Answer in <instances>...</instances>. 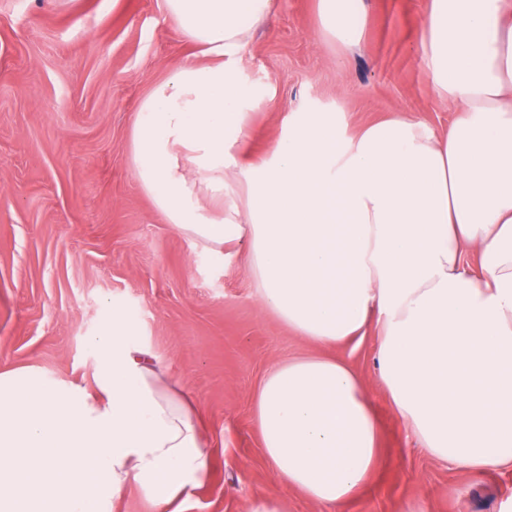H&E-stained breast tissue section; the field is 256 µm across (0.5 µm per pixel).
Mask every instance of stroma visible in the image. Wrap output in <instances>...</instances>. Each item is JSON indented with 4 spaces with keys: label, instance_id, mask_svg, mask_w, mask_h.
I'll list each match as a JSON object with an SVG mask.
<instances>
[{
    "label": "stroma",
    "instance_id": "1",
    "mask_svg": "<svg viewBox=\"0 0 512 512\" xmlns=\"http://www.w3.org/2000/svg\"><path fill=\"white\" fill-rule=\"evenodd\" d=\"M363 6L347 50L316 32L317 0H276L233 64L241 83L274 93L250 112L240 162L266 160L293 112L337 113L350 132L391 112L447 129L454 114L417 52L426 0ZM196 58L162 0H0V371L37 366L95 390L86 339L121 313L205 420L210 478L181 512H248L257 495L319 512L276 482L253 404L271 361L320 347L261 308L245 245L215 261L167 224L129 164L139 102ZM378 336L373 326L335 350L364 378L385 448L342 512H512V472L444 467L407 431L378 378Z\"/></svg>",
    "mask_w": 512,
    "mask_h": 512
}]
</instances>
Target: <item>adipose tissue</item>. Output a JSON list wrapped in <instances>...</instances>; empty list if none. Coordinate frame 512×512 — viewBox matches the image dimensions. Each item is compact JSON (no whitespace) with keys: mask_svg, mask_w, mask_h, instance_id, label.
<instances>
[{"mask_svg":"<svg viewBox=\"0 0 512 512\" xmlns=\"http://www.w3.org/2000/svg\"><path fill=\"white\" fill-rule=\"evenodd\" d=\"M275 0H163L207 64L177 67L140 101L129 161L180 234L223 258L245 243L258 301L325 347L380 328L377 363L396 413L440 464L512 469V0H427L419 52L455 117L438 132L393 112L348 135L335 113L294 112L269 160L238 165L260 88L229 59ZM361 0H318L324 37L349 47ZM238 167L243 200L225 193ZM350 222L327 224L325 189ZM477 251L479 270L463 258ZM339 288L326 291L334 269ZM99 398L38 367L0 372V512H107L138 485L169 512L203 484L210 456L195 399L135 345L119 314L87 340ZM254 424L275 479L322 512L370 482L379 422L359 375L331 356L273 362Z\"/></svg>","mask_w":512,"mask_h":512,"instance_id":"obj_1","label":"adipose tissue"}]
</instances>
